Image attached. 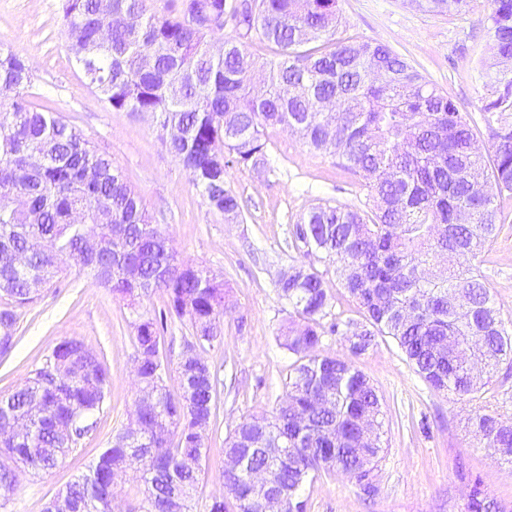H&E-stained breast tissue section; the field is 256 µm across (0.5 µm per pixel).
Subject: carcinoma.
<instances>
[{
	"instance_id": "cac0c4a2",
	"label": "carcinoma",
	"mask_w": 512,
	"mask_h": 512,
	"mask_svg": "<svg viewBox=\"0 0 512 512\" xmlns=\"http://www.w3.org/2000/svg\"><path fill=\"white\" fill-rule=\"evenodd\" d=\"M338 0H183L157 12L150 0H65L62 23L74 66L114 110L151 115L167 150L208 205L237 219L243 205L225 167L269 163L265 130L294 129L306 146L362 178L376 203L368 213L318 204L295 224L293 238L336 266L360 322L323 325L332 296L313 268H289L279 296L298 320L278 337L295 357L273 415L245 417L224 440L244 467L222 470V496L209 512H264L276 492L282 512H306L303 491L321 472L370 484L384 451L382 404L353 362L319 352L325 333L346 337L359 356L387 336L431 388L471 401L503 365L512 368V327L503 319L477 263L501 230L497 199L512 194V81L491 92L481 120L486 152L471 116L383 45L336 37ZM497 54L512 58V0H493ZM232 23L235 37L213 55L209 37ZM270 46L261 75L248 49ZM378 69L384 79L369 80ZM32 72L23 55L0 46V354L15 344L14 308L35 301L75 261L133 309L129 325L144 386L133 421L87 471L58 493L67 512H111L113 475L139 455L144 486L139 512H190L206 431L215 416L218 370L204 351L217 340L224 280L178 261L149 221L141 195L81 130L27 100ZM340 108L324 111L320 100ZM176 127L178 140L169 136ZM224 145L229 161L217 162ZM74 211L86 224L70 223ZM97 233L103 249L83 257L77 243ZM24 253L23 271L13 255ZM448 256L444 268L438 260ZM160 292L154 317L135 296ZM187 319L176 372L165 385L168 317ZM64 339L11 394L0 397V502L18 474L55 466L58 455L92 434L109 383L98 354ZM473 431L512 457V423L482 405ZM465 512H504L472 480Z\"/></svg>"
}]
</instances>
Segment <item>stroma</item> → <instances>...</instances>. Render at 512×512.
Returning a JSON list of instances; mask_svg holds the SVG:
<instances>
[{
  "mask_svg": "<svg viewBox=\"0 0 512 512\" xmlns=\"http://www.w3.org/2000/svg\"><path fill=\"white\" fill-rule=\"evenodd\" d=\"M63 0H0V45L18 49L34 76L35 107L56 112L81 130L144 198L155 224L179 261L219 273L228 289L221 338L205 356L234 385L221 388L209 431L211 454L202 463L194 512H206L220 493L224 439L241 418L272 414L292 363L276 341L293 314L276 284L290 267H315L333 297L327 322L359 320L355 301L336 269L292 247L294 221L317 204L368 210L373 200L333 157L310 151L288 128L267 129L271 156L263 171L236 165L228 186L244 218L230 221L211 209L188 173L158 137L150 115L116 111L87 86L69 57L61 23ZM343 38L387 46L461 111L477 114L488 94L512 81V64L494 50L491 0H467L435 12L416 0H339ZM504 225L482 257L481 270L503 317L512 320V195L499 200ZM161 294L135 308L71 265L52 288L18 309V342L0 356V396L13 392L56 343L77 338L100 354L109 376L98 429L65 458L38 474L23 473L0 512H43L46 503L82 474L129 420L140 397L129 326L134 314L153 315ZM323 349L352 359L382 403L384 451L373 472L374 495L341 472L319 474L307 485V512H464L471 477L512 512V462L476 438L468 419L472 401L429 388L388 338L351 357L342 336L327 335Z\"/></svg>",
  "mask_w": 512,
  "mask_h": 512,
  "instance_id": "stroma-1",
  "label": "stroma"
}]
</instances>
